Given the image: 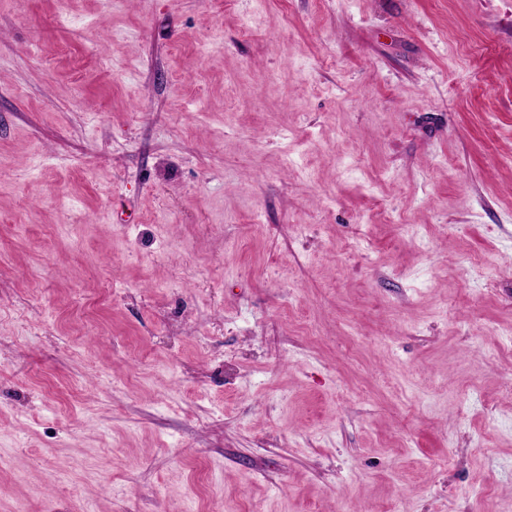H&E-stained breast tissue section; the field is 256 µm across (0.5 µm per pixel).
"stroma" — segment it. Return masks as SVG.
I'll return each instance as SVG.
<instances>
[{
  "instance_id": "obj_1",
  "label": "stroma",
  "mask_w": 512,
  "mask_h": 512,
  "mask_svg": "<svg viewBox=\"0 0 512 512\" xmlns=\"http://www.w3.org/2000/svg\"><path fill=\"white\" fill-rule=\"evenodd\" d=\"M512 0H0V512H512Z\"/></svg>"
}]
</instances>
